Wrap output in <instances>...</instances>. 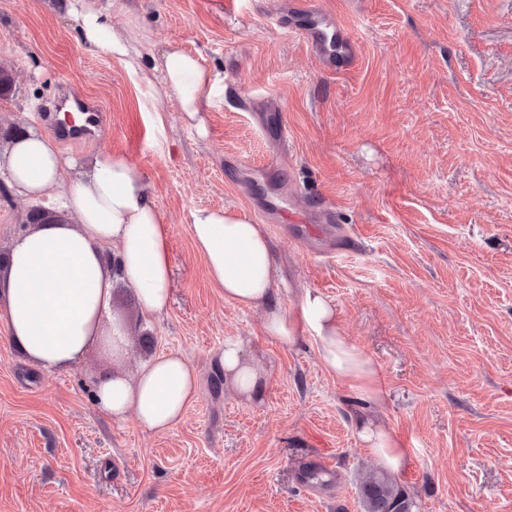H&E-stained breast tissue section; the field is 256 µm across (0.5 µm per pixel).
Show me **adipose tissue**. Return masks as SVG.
Returning <instances> with one entry per match:
<instances>
[{"label": "adipose tissue", "instance_id": "ef3b65f1", "mask_svg": "<svg viewBox=\"0 0 512 512\" xmlns=\"http://www.w3.org/2000/svg\"><path fill=\"white\" fill-rule=\"evenodd\" d=\"M81 37L119 59L145 98L157 108L176 97L184 125L205 135L202 111L224 90L221 75L178 49L156 59L163 81L149 83L134 42L143 31L119 32L102 9H78L61 0ZM0 176L16 193L45 206L71 207L77 225L46 223L19 234L0 267V321L28 363L47 371L77 366L94 348L122 355L128 326L113 316V277L134 288L143 313L154 315L171 301L172 261L168 230L156 208L145 172L122 155L97 156L84 165L62 158L36 131L13 138L0 157ZM65 187L58 196L57 187ZM190 234L206 264L210 281L225 299L245 308L266 307L264 329L287 347L313 340L331 374L369 404L380 403L387 387L380 367L343 336L335 305L323 295L303 291L295 311L272 300L273 260L264 225L243 214L196 209ZM224 384L247 400L261 398L268 377L258 371L241 337H228L215 357ZM198 370L180 353L147 360L135 378L113 373L99 380L93 396L115 420L134 417L145 430L161 433L181 422L200 394ZM357 436L390 471L403 466L407 451L393 433L371 418L358 420Z\"/></svg>", "mask_w": 512, "mask_h": 512}]
</instances>
